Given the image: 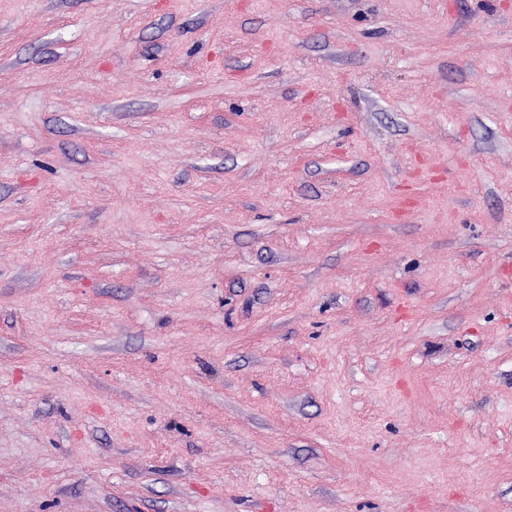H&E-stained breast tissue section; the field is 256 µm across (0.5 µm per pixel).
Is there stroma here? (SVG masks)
Wrapping results in <instances>:
<instances>
[{
  "mask_svg": "<svg viewBox=\"0 0 512 512\" xmlns=\"http://www.w3.org/2000/svg\"><path fill=\"white\" fill-rule=\"evenodd\" d=\"M0 512H512V0H0Z\"/></svg>",
  "mask_w": 512,
  "mask_h": 512,
  "instance_id": "35a3bbf8",
  "label": "stroma"
}]
</instances>
